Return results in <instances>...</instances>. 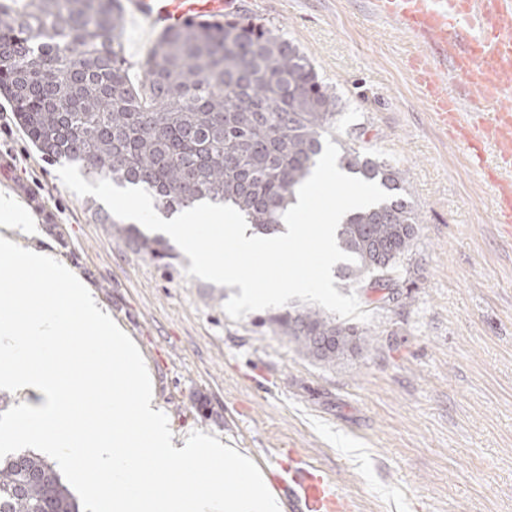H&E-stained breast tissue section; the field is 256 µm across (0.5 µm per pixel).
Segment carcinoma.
Returning <instances> with one entry per match:
<instances>
[{
    "instance_id": "obj_1",
    "label": "carcinoma",
    "mask_w": 512,
    "mask_h": 512,
    "mask_svg": "<svg viewBox=\"0 0 512 512\" xmlns=\"http://www.w3.org/2000/svg\"><path fill=\"white\" fill-rule=\"evenodd\" d=\"M120 0H0V98L46 159L120 188L141 187L174 213L228 204L270 235L297 201L326 139L342 171L377 183L389 198L339 224L343 285L394 298L398 271L420 233L405 172L342 130L340 100L297 44L241 13L191 21L160 35L134 72L124 53ZM110 224L155 259L173 258L160 237ZM297 351L334 367L367 355L371 332L319 308L270 317ZM0 512H79L59 474L30 452L0 459Z\"/></svg>"
}]
</instances>
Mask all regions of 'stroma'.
I'll use <instances>...</instances> for the list:
<instances>
[{
	"mask_svg": "<svg viewBox=\"0 0 512 512\" xmlns=\"http://www.w3.org/2000/svg\"><path fill=\"white\" fill-rule=\"evenodd\" d=\"M335 87L342 125L405 170L421 230L399 297L357 290L375 334L333 368L300 355L270 310L228 317L231 288L163 265L95 223L0 100V193L29 208L47 250L138 344L173 432L270 457L306 456L359 512H512V233L494 187L429 112L415 43L370 0H240Z\"/></svg>",
	"mask_w": 512,
	"mask_h": 512,
	"instance_id": "obj_1",
	"label": "stroma"
}]
</instances>
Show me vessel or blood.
<instances>
[{
  "instance_id": "vessel-or-blood-1",
  "label": "vessel or blood",
  "mask_w": 512,
  "mask_h": 512,
  "mask_svg": "<svg viewBox=\"0 0 512 512\" xmlns=\"http://www.w3.org/2000/svg\"><path fill=\"white\" fill-rule=\"evenodd\" d=\"M129 12L163 33L189 21L238 13L237 0H126ZM421 47L413 59L429 111L468 147L483 169L482 146L494 142L501 166L512 167V109L497 102L512 92V0H372ZM498 223L512 225V180L496 184ZM299 512H358L354 498L322 468L298 458L273 477Z\"/></svg>"
}]
</instances>
